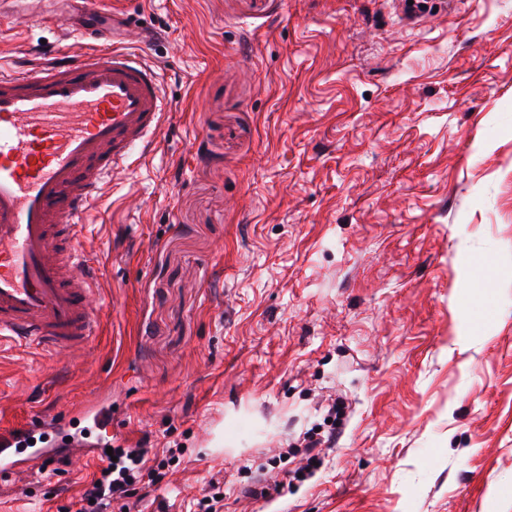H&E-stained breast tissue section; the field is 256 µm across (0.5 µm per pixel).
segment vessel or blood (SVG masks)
<instances>
[{
	"mask_svg": "<svg viewBox=\"0 0 512 512\" xmlns=\"http://www.w3.org/2000/svg\"><path fill=\"white\" fill-rule=\"evenodd\" d=\"M111 23L84 32L73 58L0 66V338L54 353L95 328L94 272L72 241L114 173L156 150L168 113L157 67L141 51L100 46ZM0 428V477L30 467Z\"/></svg>",
	"mask_w": 512,
	"mask_h": 512,
	"instance_id": "b4317fda",
	"label": "vessel or blood"
}]
</instances>
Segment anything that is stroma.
<instances>
[{
  "mask_svg": "<svg viewBox=\"0 0 512 512\" xmlns=\"http://www.w3.org/2000/svg\"><path fill=\"white\" fill-rule=\"evenodd\" d=\"M144 34L170 115L90 211L85 349L0 342V425L49 411L70 466L0 484L63 512L107 448L173 450L112 512H512V4L96 0L0 11V61ZM345 417L312 478L289 445Z\"/></svg>",
  "mask_w": 512,
  "mask_h": 512,
  "instance_id": "1",
  "label": "stroma"
}]
</instances>
